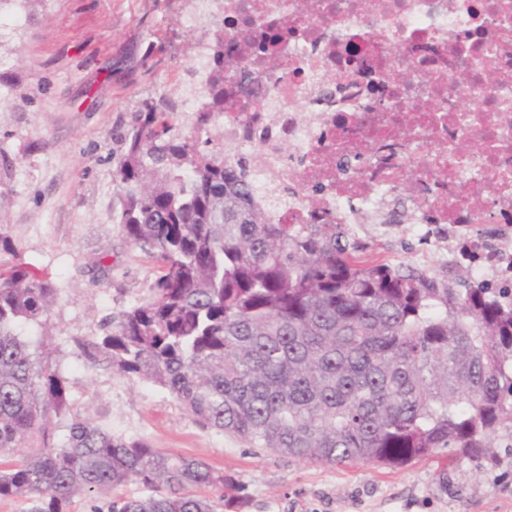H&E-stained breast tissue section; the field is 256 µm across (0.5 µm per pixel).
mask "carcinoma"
<instances>
[{"label": "carcinoma", "instance_id": "cac0c4a2", "mask_svg": "<svg viewBox=\"0 0 512 512\" xmlns=\"http://www.w3.org/2000/svg\"><path fill=\"white\" fill-rule=\"evenodd\" d=\"M224 111V42L197 58ZM187 134L177 102L143 103L115 178L125 237L154 261L149 297L87 352L172 395L203 426L318 463L401 466L445 449L481 464L512 423V297L460 290L364 253L339 224H273L249 153ZM54 289L0 269V498L66 512L126 482L108 512H217L238 485L194 458L126 441L70 414L65 379L16 331L47 321ZM70 415L53 444L52 416ZM216 489L217 498L184 493Z\"/></svg>", "mask_w": 512, "mask_h": 512}]
</instances>
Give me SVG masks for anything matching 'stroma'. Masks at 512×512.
Wrapping results in <instances>:
<instances>
[{"mask_svg":"<svg viewBox=\"0 0 512 512\" xmlns=\"http://www.w3.org/2000/svg\"><path fill=\"white\" fill-rule=\"evenodd\" d=\"M199 22L190 28L187 15ZM200 0H53L25 27L0 72L22 75V99L0 112V236L16 261L56 290L48 322L23 325L67 383L71 410L112 435L207 463L241 486L224 512H512V431L501 430L482 468L442 455L401 467L305 462L262 452L205 428L172 396L113 368L82 346L146 298L152 260L114 224L115 170L141 104L191 82L208 51ZM351 240L385 261L428 271L454 287L512 290L475 277L442 224H350Z\"/></svg>","mask_w":512,"mask_h":512,"instance_id":"obj_1","label":"stroma"}]
</instances>
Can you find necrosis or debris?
Here are the masks:
<instances>
[{
    "label": "necrosis or debris",
    "mask_w": 512,
    "mask_h": 512,
    "mask_svg": "<svg viewBox=\"0 0 512 512\" xmlns=\"http://www.w3.org/2000/svg\"><path fill=\"white\" fill-rule=\"evenodd\" d=\"M210 40L282 32L227 85L214 121L225 147H251L278 224L358 223L396 212L476 224L497 244L477 274L512 273V0H204Z\"/></svg>",
    "instance_id": "obj_1"
}]
</instances>
